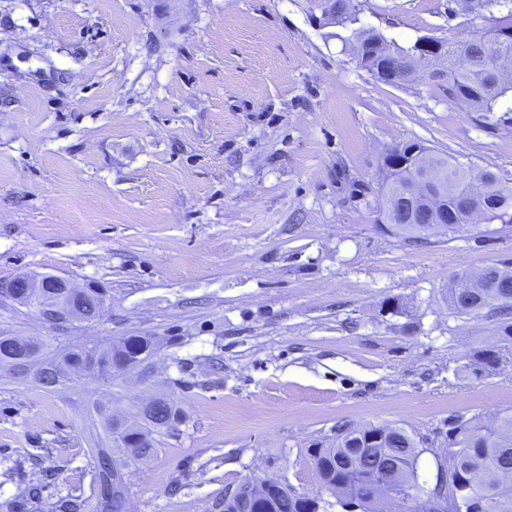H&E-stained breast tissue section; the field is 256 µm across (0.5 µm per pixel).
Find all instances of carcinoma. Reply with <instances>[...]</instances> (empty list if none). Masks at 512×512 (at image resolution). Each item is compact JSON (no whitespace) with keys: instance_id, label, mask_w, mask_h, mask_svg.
<instances>
[{"instance_id":"cac0c4a2","label":"carcinoma","mask_w":512,"mask_h":512,"mask_svg":"<svg viewBox=\"0 0 512 512\" xmlns=\"http://www.w3.org/2000/svg\"><path fill=\"white\" fill-rule=\"evenodd\" d=\"M464 11L487 13L495 18L492 27L478 31L465 39L448 38L445 46V75L425 78L424 84L439 91L448 101L470 112H495L499 99L512 92V78L495 80L497 62L512 58V0H464ZM336 27L351 31L368 47L362 66L375 70L384 79L394 74L393 64L412 55V49L387 41L378 32L355 27L358 11L354 0H334ZM400 157L414 150L433 158L432 175L442 180L446 189L443 209L438 215L443 225L417 224L405 209L403 198L396 195L392 184L383 182L384 207L382 223L400 235L421 242L424 235L443 227L457 229L463 195L477 194L486 202L482 221L487 224H512V178L479 168H464L415 141L401 142ZM484 283L475 284L474 274L463 272L448 284V308L460 316H473L475 310L488 304L501 312L512 309V267L491 265L480 270ZM76 302L100 315L105 296L93 288L84 289ZM499 342L505 347H478L472 351L473 374H491L506 360L505 352L512 348V322L504 321L496 329ZM110 352L102 355L59 353L42 359L48 344L38 337L26 344L29 357L47 362L49 374L33 377L44 389H55L78 383L85 371L95 365L107 376L141 366L154 353L157 342L153 336H123L111 342ZM22 353L14 337L0 335V362ZM180 411L168 398L145 414L141 424L112 444V451L97 452V466L102 492L111 512H121L122 500L112 492V458L128 456L146 460L157 452L156 435L171 428L179 420ZM420 442L406 430L387 425L357 426L338 423L334 436L307 449L313 461L320 491L302 502L289 485L256 497L251 512H331V502H355L361 512H384L377 508L381 499L369 498L365 485L381 479L391 482L395 491L408 495L419 488ZM452 471L448 475V512H512V410L497 414L492 423L482 425L474 419L458 417L448 424V446L445 449ZM465 510L456 508L457 502Z\"/></svg>"}]
</instances>
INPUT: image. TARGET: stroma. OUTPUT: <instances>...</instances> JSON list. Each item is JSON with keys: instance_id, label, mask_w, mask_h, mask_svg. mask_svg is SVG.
Segmentation results:
<instances>
[{"instance_id": "stroma-1", "label": "stroma", "mask_w": 512, "mask_h": 512, "mask_svg": "<svg viewBox=\"0 0 512 512\" xmlns=\"http://www.w3.org/2000/svg\"><path fill=\"white\" fill-rule=\"evenodd\" d=\"M355 2L404 47L492 25L449 0ZM405 141L512 176V93L486 118L382 83L306 0H0V277L108 295L60 326L0 297V334L159 341L70 389L0 368V512H107L95 406L158 391L184 419L127 467L130 512H224L252 477L316 494L307 450L339 422L423 437L433 487L452 417L512 409V363L465 369L497 315L445 301L458 273L512 262V227L389 232L379 166Z\"/></svg>"}]
</instances>
